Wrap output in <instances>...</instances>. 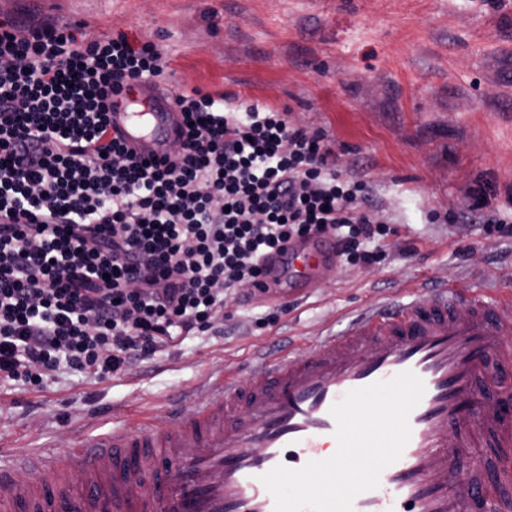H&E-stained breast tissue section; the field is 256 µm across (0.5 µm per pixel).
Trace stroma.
<instances>
[{
  "label": "stroma",
  "mask_w": 512,
  "mask_h": 512,
  "mask_svg": "<svg viewBox=\"0 0 512 512\" xmlns=\"http://www.w3.org/2000/svg\"><path fill=\"white\" fill-rule=\"evenodd\" d=\"M46 20L83 24L90 39L153 42L164 86L286 110L322 130L397 232L380 265L337 262L307 294L237 289L217 333L118 376L64 374L38 391L0 379V448H68L75 433L142 415L168 425L169 412L206 402L221 376L246 379L264 356L308 346L366 304L429 281L512 291V240L484 232L512 215V0H0V22ZM481 183L488 204L469 210Z\"/></svg>",
  "instance_id": "stroma-1"
}]
</instances>
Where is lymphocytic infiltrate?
<instances>
[{"label": "lymphocytic infiltrate", "instance_id": "f902f5d3", "mask_svg": "<svg viewBox=\"0 0 512 512\" xmlns=\"http://www.w3.org/2000/svg\"><path fill=\"white\" fill-rule=\"evenodd\" d=\"M165 69L124 33L0 24L1 376L39 389L63 368L121 373L213 328L225 291L263 284L295 241L383 260L391 217L288 112L182 91L179 150L136 156L112 98Z\"/></svg>", "mask_w": 512, "mask_h": 512}]
</instances>
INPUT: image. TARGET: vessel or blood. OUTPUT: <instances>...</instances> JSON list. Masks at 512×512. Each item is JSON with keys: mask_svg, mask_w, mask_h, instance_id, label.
Instances as JSON below:
<instances>
[{"mask_svg": "<svg viewBox=\"0 0 512 512\" xmlns=\"http://www.w3.org/2000/svg\"><path fill=\"white\" fill-rule=\"evenodd\" d=\"M149 109L127 97L110 115L145 159L162 157L182 123L171 94L148 91ZM328 241L295 242L279 279L304 294L328 274ZM512 295L441 283L404 301L369 306L342 331L264 361L265 375L222 381L195 416L152 420L0 460V512H274L261 481L275 466L298 469L337 447L331 407L347 392L410 370L425 393L409 416L411 437L377 488L353 512H512V458L480 474L486 439L512 445V414L488 396L512 394ZM24 471L45 476L34 485Z\"/></svg>", "mask_w": 512, "mask_h": 512, "instance_id": "b4317fda", "label": "vessel or blood"}]
</instances>
